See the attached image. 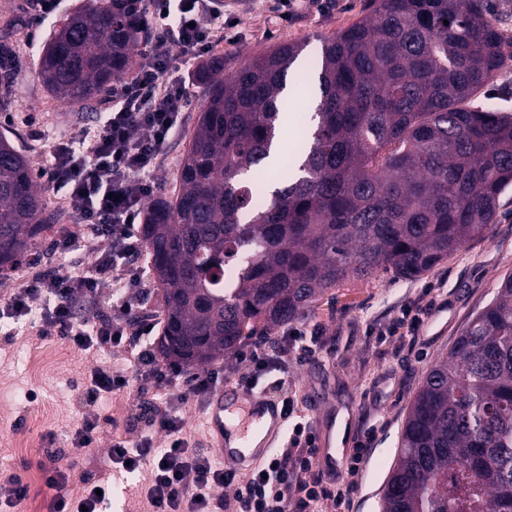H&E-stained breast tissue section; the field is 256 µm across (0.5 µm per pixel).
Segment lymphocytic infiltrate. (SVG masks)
Here are the masks:
<instances>
[{"instance_id": "obj_1", "label": "lymphocytic infiltrate", "mask_w": 512, "mask_h": 512, "mask_svg": "<svg viewBox=\"0 0 512 512\" xmlns=\"http://www.w3.org/2000/svg\"><path fill=\"white\" fill-rule=\"evenodd\" d=\"M144 26L155 32L156 43L142 52L135 78L113 88L111 112L96 127L52 142L38 170L45 189L64 192L78 219L74 229L60 236V252L71 253L99 240L105 241V248L93 252L89 262L18 285L0 305V312L17 322L38 312L40 335L58 334L82 351L125 347L130 337L147 333V320L133 316L146 276L143 269L131 267L129 259L142 251L141 215L189 93L183 66L205 54L215 31L223 29V3L148 0ZM112 283L116 293L103 298L101 287ZM79 302L106 304L110 314L90 323L76 322L73 308ZM133 373L151 379L163 392L158 425L168 445L153 447L148 438L133 447L114 443L101 462L102 479H84L80 497L72 498L66 489L103 430L104 418L96 405ZM222 382V372L203 370L193 374L189 392L172 393V368L162 365L147 347L140 349L133 368L94 370L84 391L88 410L72 434L70 452L49 454L42 467L45 486L56 492L55 512H105L112 500L106 476L114 470L145 473V512H315L328 501L336 512H349L375 427H368L358 440L344 477L328 482L319 468L313 432L296 420L294 398L282 397L286 416L294 421L287 447L272 454L262 469L239 474L217 466L210 453L188 452L183 438L181 407L188 396L207 395ZM216 487L228 489V496L213 495Z\"/></svg>"}]
</instances>
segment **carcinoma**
I'll list each match as a JSON object with an SVG mask.
<instances>
[{
  "label": "carcinoma",
  "instance_id": "1",
  "mask_svg": "<svg viewBox=\"0 0 512 512\" xmlns=\"http://www.w3.org/2000/svg\"><path fill=\"white\" fill-rule=\"evenodd\" d=\"M325 39L213 58L172 198L144 211L160 301L157 350L204 367L312 310L347 281L415 280L495 220L512 188V114L471 107L504 43L489 0H372ZM142 0H89L38 58L43 84L90 108L132 69ZM318 84L314 127L288 174L259 178L291 97ZM56 216L0 134V273ZM381 512H512V274L429 370L408 408Z\"/></svg>",
  "mask_w": 512,
  "mask_h": 512
}]
</instances>
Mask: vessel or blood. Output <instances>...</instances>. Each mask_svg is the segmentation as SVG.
Here are the masks:
<instances>
[{
	"instance_id": "vessel-or-blood-1",
	"label": "vessel or blood",
	"mask_w": 512,
	"mask_h": 512,
	"mask_svg": "<svg viewBox=\"0 0 512 512\" xmlns=\"http://www.w3.org/2000/svg\"><path fill=\"white\" fill-rule=\"evenodd\" d=\"M285 421L280 399L262 391L222 387L206 399V439L224 467L236 472L252 471L269 457ZM254 435L261 441L253 447L248 439Z\"/></svg>"
}]
</instances>
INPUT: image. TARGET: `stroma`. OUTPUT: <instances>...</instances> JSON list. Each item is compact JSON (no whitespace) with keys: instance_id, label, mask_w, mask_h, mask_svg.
<instances>
[{"instance_id":"obj_1","label":"stroma","mask_w":512,"mask_h":512,"mask_svg":"<svg viewBox=\"0 0 512 512\" xmlns=\"http://www.w3.org/2000/svg\"><path fill=\"white\" fill-rule=\"evenodd\" d=\"M370 0H298L283 14L280 0H224V31L212 41L211 52L224 58V73L232 75L247 59L278 44L305 42V55L319 54L321 41L347 28L368 11ZM53 34L52 23L34 26L31 0H0V40H9L19 59L10 77L8 104L0 106V134L40 166L52 136L74 133L99 124L112 100L104 98L88 114L53 97L42 84L36 61ZM207 85L194 78L182 109L178 131L168 142L155 179V194L171 193L180 163L189 147ZM57 221L40 236V245L22 255L5 279L0 301L20 281L72 263L57 256L54 242L76 219L53 202ZM512 273V190L505 193L494 224L483 236L468 241L419 279L399 280L384 273L370 281H350L330 290L302 317V324L323 329L332 352L300 362L289 360L285 372H272L259 387L270 390L285 379L303 420L329 427L351 420L354 427L369 422L377 427L352 512H380L382 489L399 452L401 429L413 395L430 368L446 356L469 318L493 298L503 276ZM433 296L435 307L415 345L379 343L374 335L406 306ZM135 347L80 351L57 335L41 336L28 325L0 326V476L25 469L36 472L48 450L71 448V432L87 410L82 382L99 367L130 363ZM52 349L60 364L44 378L30 376L21 356ZM159 397L148 380L131 377L113 391L102 406L107 421L99 443L106 453L113 443H135L152 437L165 447L166 439L152 426ZM26 445H15L16 435Z\"/></svg>"}]
</instances>
